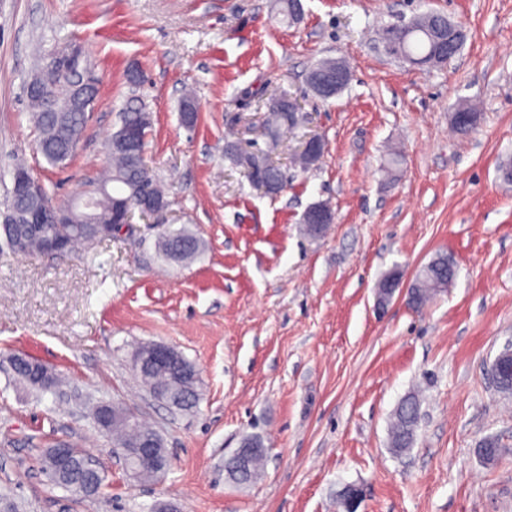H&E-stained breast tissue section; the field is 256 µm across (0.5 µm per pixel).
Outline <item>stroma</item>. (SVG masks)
I'll use <instances>...</instances> for the list:
<instances>
[{
	"label": "stroma",
	"mask_w": 512,
	"mask_h": 512,
	"mask_svg": "<svg viewBox=\"0 0 512 512\" xmlns=\"http://www.w3.org/2000/svg\"><path fill=\"white\" fill-rule=\"evenodd\" d=\"M300 22L275 0H0V201L24 159L61 203L88 189L104 145L133 98L151 113L146 161L169 207L63 256L0 249V512H336L344 485L357 512H512V398L488 370L512 340V0H303ZM437 11L467 33L448 64L389 56L379 29ZM80 45L102 82L76 154L48 165L37 149L25 86L63 43ZM338 58L351 79L325 100L308 70ZM144 81L132 85L130 71ZM288 93L299 123L264 134L267 101ZM198 119L181 120L184 97ZM474 105L478 127L454 131ZM326 150L302 169L311 136ZM260 150L287 182L271 196L224 157L227 140ZM404 163L388 173L391 153ZM334 220L319 237L312 205ZM188 230L191 261L158 250ZM440 253L457 275L422 309L394 295L377 310L382 276L415 277ZM172 346L200 373V400L180 412L152 399L133 369L143 343ZM24 353L66 380L40 396L16 381ZM420 401L413 448L397 456L388 425L406 395ZM135 412L163 437L160 476L126 471L90 412ZM261 436L266 464L248 488L224 472L243 436ZM510 453L486 464L477 445ZM87 450L106 476L98 498L50 486L47 449Z\"/></svg>",
	"instance_id": "stroma-1"
}]
</instances>
